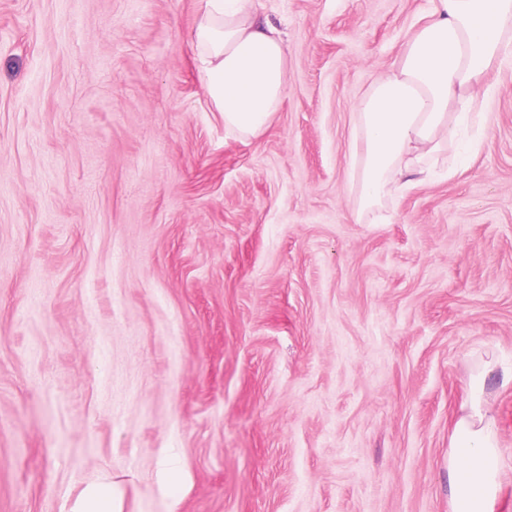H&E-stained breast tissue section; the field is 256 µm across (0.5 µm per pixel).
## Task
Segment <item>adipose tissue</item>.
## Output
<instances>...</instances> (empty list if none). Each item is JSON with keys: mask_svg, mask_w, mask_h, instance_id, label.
<instances>
[{"mask_svg": "<svg viewBox=\"0 0 512 512\" xmlns=\"http://www.w3.org/2000/svg\"><path fill=\"white\" fill-rule=\"evenodd\" d=\"M192 46L225 131L264 132L287 86L288 51L276 25L252 0H204ZM511 57L512 0H431L402 53L356 105L351 153L361 208L414 184L459 147L462 129L481 120L492 95L488 71ZM490 374L512 388V366L493 358L468 383L448 454L452 512H495L503 490Z\"/></svg>", "mask_w": 512, "mask_h": 512, "instance_id": "ef3b65f1", "label": "adipose tissue"}]
</instances>
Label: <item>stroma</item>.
<instances>
[{"label":"stroma","mask_w":512,"mask_h":512,"mask_svg":"<svg viewBox=\"0 0 512 512\" xmlns=\"http://www.w3.org/2000/svg\"><path fill=\"white\" fill-rule=\"evenodd\" d=\"M255 6L287 90L241 140L201 0H0V512H451L474 364L512 363V59L467 164L353 224L355 103L431 0ZM116 512L112 492L107 486H95L85 494L78 512Z\"/></svg>","instance_id":"obj_1"}]
</instances>
